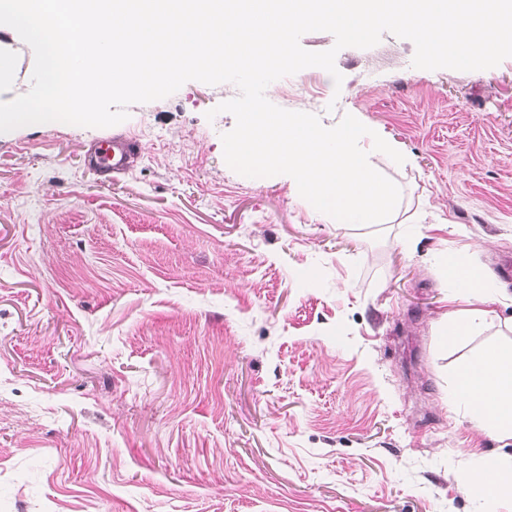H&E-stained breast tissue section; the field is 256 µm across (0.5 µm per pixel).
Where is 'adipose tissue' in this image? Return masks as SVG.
<instances>
[{
  "mask_svg": "<svg viewBox=\"0 0 512 512\" xmlns=\"http://www.w3.org/2000/svg\"><path fill=\"white\" fill-rule=\"evenodd\" d=\"M448 283L465 298L488 303L499 290L492 279L480 276L445 254L434 257ZM450 406L465 410L486 432L512 434V343L493 345L473 354L455 372L448 391ZM468 495L494 506L512 499V459L472 472Z\"/></svg>",
  "mask_w": 512,
  "mask_h": 512,
  "instance_id": "adipose-tissue-1",
  "label": "adipose tissue"
}]
</instances>
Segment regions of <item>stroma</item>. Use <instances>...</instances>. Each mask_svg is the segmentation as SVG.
<instances>
[{"label":"stroma","instance_id":"1","mask_svg":"<svg viewBox=\"0 0 512 512\" xmlns=\"http://www.w3.org/2000/svg\"><path fill=\"white\" fill-rule=\"evenodd\" d=\"M414 53L386 33L338 51L342 83L308 67L265 92L397 144L408 163L370 157L401 190L387 224L232 170L231 83L186 82L111 127L0 133V512H490L465 481L512 438L448 390L512 342V57L431 71ZM1 55L9 101L34 53L0 29ZM112 134L141 150L108 177L86 153ZM436 253L502 290L452 346L443 320L467 304Z\"/></svg>","mask_w":512,"mask_h":512}]
</instances>
